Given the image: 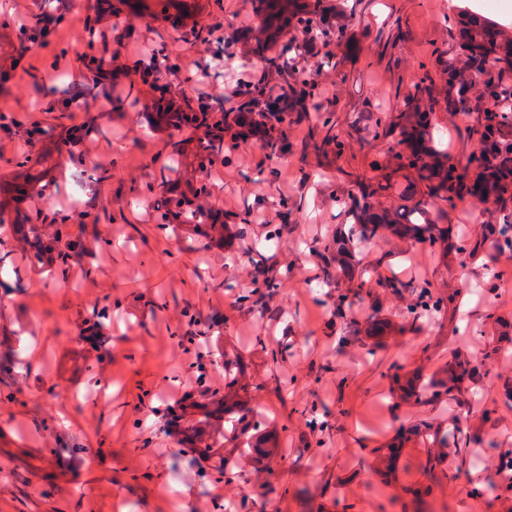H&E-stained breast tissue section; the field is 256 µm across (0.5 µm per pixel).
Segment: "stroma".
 <instances>
[{
  "label": "stroma",
  "instance_id": "stroma-1",
  "mask_svg": "<svg viewBox=\"0 0 512 512\" xmlns=\"http://www.w3.org/2000/svg\"><path fill=\"white\" fill-rule=\"evenodd\" d=\"M11 2L0 0V108H8L19 126L0 128V183L19 181V161L43 148L39 140L25 144L27 130L33 122L50 121L56 184L41 199L0 195V209H81L87 196L75 168L97 166L107 177L95 206L99 221L84 229L89 251L65 273L25 270L16 254L0 264V335L15 336L28 377L14 401L0 400V512H219L229 497L236 512H252L250 498L241 494L256 483L245 449H215L224 460L220 480L213 468L194 467L164 429L166 405L201 388L196 358L183 352L176 337L187 330L191 313L203 330L222 321L225 341L244 356L246 377L257 386L253 412L287 427L266 477L269 502L280 512L337 506L342 512H512V491L499 490L512 482V471L502 466L512 450V406L499 397L502 380L512 379V353L488 360L489 376L466 395L474 415L490 414L489 433L470 443L464 465L446 464L432 495L416 503L404 491L430 483L426 445L408 443L388 479L374 454L413 418L410 409L389 403L388 367L420 365L429 374L455 354L481 355L482 330L498 317L512 323V257H499L500 277L490 281L477 263H445L418 247L394 256L389 244L367 245L363 263L372 277H424L455 296L443 319L405 329L398 345L370 355L355 344L339 345L343 324L331 316L324 273L311 250L327 229L344 222L338 200L359 183L386 177L404 184L388 142L362 137L351 128V116L364 108L392 111L396 90L434 71L438 51L451 46L448 20L458 0H342L343 34L330 43L331 61L322 71L337 145H323L322 115L309 108L286 131L289 167L266 159L253 143L228 139L223 165L195 171L196 182L210 190L207 207L224 223H240L251 211L268 216V224H292L288 239L270 250L271 265L293 268L273 300L279 310L274 320L247 311L225 291V279L238 266L222 251L187 238L177 225L158 226V197L146 185L183 182L181 157L192 154L198 141L187 130L151 126L147 115L161 104L179 112L195 104L173 90L147 92L136 73L141 51L161 47L209 64V45L188 52L179 39L183 26L197 20L225 22V35L234 39L228 63L211 67L199 93L218 94L240 74L260 70L271 42L261 28L259 0H187V12L170 18L158 16L157 0H145L140 11L114 0L108 12L97 9V0H75L55 33L26 51L16 38ZM111 12L125 28L111 29ZM236 14L250 16V26L231 27ZM88 26L110 39L114 89L132 94L138 104H98L79 110L77 121H52L49 102L90 76L75 60L87 50L82 36ZM49 70L57 75L53 87L35 89V75ZM435 127L453 158L466 157L477 144L453 114L437 111ZM279 198L288 202L287 216L274 206ZM493 216L479 197L467 196L444 221L472 239ZM268 224L255 225V237H263ZM97 305L108 306L112 315L108 340L93 369L79 371V328ZM285 333L294 346L274 371L255 340L264 336L273 345ZM312 406L330 424L314 445L302 416ZM87 463L89 479L72 485L70 473Z\"/></svg>",
  "mask_w": 512,
  "mask_h": 512
}]
</instances>
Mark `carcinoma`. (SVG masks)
<instances>
[{"label": "carcinoma", "instance_id": "carcinoma-1", "mask_svg": "<svg viewBox=\"0 0 512 512\" xmlns=\"http://www.w3.org/2000/svg\"><path fill=\"white\" fill-rule=\"evenodd\" d=\"M259 8L271 26L296 28L303 22L313 24L312 35L317 39L338 37L342 30L328 23L329 13L341 5H327L324 0L307 3L261 0ZM451 39V48L439 53L436 60L448 84V95L441 99L433 96L427 85L431 77L425 74L413 83V94L404 98V111L385 119L369 111L355 115L353 123L358 130L372 134L375 140L390 138L394 141L393 158L399 167L415 170L419 184L412 183L407 191L399 193L398 205L373 202L375 196L387 189L382 184L363 190L358 197H350L347 215L351 223L337 224L315 241L313 251L324 265L327 287L336 291L331 311L336 319L346 320L350 295L371 283L361 262L360 247L365 243L397 239L411 246L437 248L443 254L452 251L464 260L491 251L497 255L512 254V210L506 207L481 226L474 242L461 237L452 225L437 224L431 219L432 212L453 206L455 200L465 194H479L496 205L512 198V37L497 31L484 16L461 6L457 31L451 34ZM309 58L305 44L296 42L290 46L288 59L272 67L271 78L288 87L285 111L275 114L264 111L262 90H244L230 98L232 106L224 113V123L236 126L244 138H256L260 147L271 154L288 147L285 134H275L288 122V113L299 107H310L318 112L328 110L317 99L309 82L300 78L303 64ZM102 95L106 97L108 93L97 76L95 89H79L64 95L50 104L49 111L62 116L74 106L90 107ZM438 109L469 110L475 114L469 135L477 136L478 149L463 162L448 156L430 130L431 115ZM223 133L224 127L209 126L208 139L199 145V152L215 161H224ZM39 164L37 158H24L26 187L20 192L41 199L49 184L47 174L35 171ZM164 202L166 205L160 214L162 223L184 225L189 234L205 238L217 249H231L251 234L246 218L241 224H219L217 217L201 204L182 208L168 205V198ZM76 217L86 220L91 215L81 212ZM76 217L63 213L47 215L40 210L13 216L0 211V225L8 223L11 228L7 240H0V249L21 253L31 271L64 269L75 256L87 251L82 230L71 224ZM280 283L281 277L268 275L262 284L245 288L238 279L229 278L224 280V289L240 290L241 306L264 316L274 314L269 302L278 293ZM383 287L394 294L409 296L401 316L412 328L419 329L448 311V297L436 293L427 279L407 283L391 280ZM486 338L481 357L457 358L437 368L427 378L422 377L418 368L406 372L400 367L393 368L388 374L393 403L431 405L457 398L462 380L480 381L486 361L498 355L502 343L509 341L508 336L499 334L495 328L486 333ZM397 340V332L376 313L363 330H350L348 335L338 338V344L357 342L373 353ZM256 346L276 366L285 361L291 348L286 341L269 347L260 336L256 337ZM210 353L224 356V392H199L174 419L166 422V426L179 431L189 447L200 449L203 459L210 456L213 448L227 445L253 448L251 463L254 472L260 473L266 470L273 449L279 447L284 427L274 420H259L251 414L241 396L247 392V385L241 384L245 363L236 348L217 345ZM490 421L487 413L476 422L466 415H458L448 419L446 426L421 418L411 432L437 448H451L459 453L467 444L481 439L484 426Z\"/></svg>", "mask_w": 512, "mask_h": 512}]
</instances>
